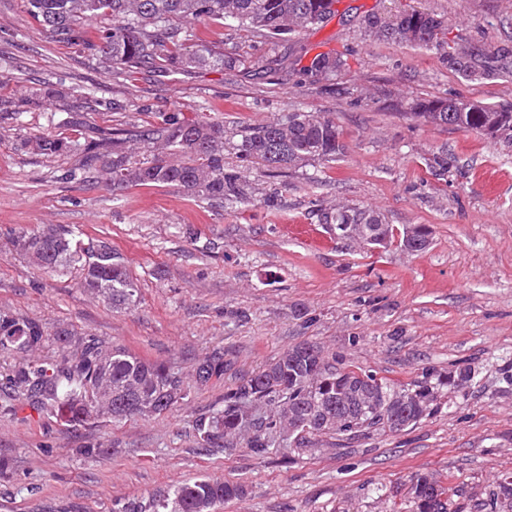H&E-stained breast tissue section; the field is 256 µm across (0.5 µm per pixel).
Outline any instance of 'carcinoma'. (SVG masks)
Masks as SVG:
<instances>
[{
  "instance_id": "obj_1",
  "label": "carcinoma",
  "mask_w": 512,
  "mask_h": 512,
  "mask_svg": "<svg viewBox=\"0 0 512 512\" xmlns=\"http://www.w3.org/2000/svg\"><path fill=\"white\" fill-rule=\"evenodd\" d=\"M336 0H25L28 12L51 38L100 55L109 69L134 73L186 72L206 66L232 67L238 59L220 45L186 47L188 17L219 24L231 20L240 28L277 39L297 27L318 24L335 12ZM98 17L110 21L99 41L85 37L84 23ZM365 29L382 40L427 46L444 34L441 18L417 10L363 19ZM448 65L467 79L512 73L506 55L491 56L479 49L448 57ZM339 59L318 54L303 67L318 80L340 69ZM411 116L428 124L473 130L512 143V102L485 104L463 99H424L411 106ZM151 149L137 158V145ZM43 156L81 154L80 164L64 180L105 183L114 190L130 186H172L211 204L233 206L249 200L246 181L237 168L224 166V152L232 150L240 162L270 172L296 168L316 160H333L344 151L336 123L312 112H287L267 122L226 126L224 122L187 121L164 115L142 130L99 131L82 143L50 133L23 143ZM336 231L352 238L349 224H365L383 241L392 229L378 213L347 208L336 211ZM403 236V247L421 252L428 244L422 225ZM19 250L43 269L81 270V286L114 307L130 306L138 288L124 258L106 239L89 244L61 226L37 232L21 231ZM54 341L64 354L44 362L25 354ZM0 352L20 355L6 368V380L16 399L39 413L67 418L82 426L102 417L122 421L160 415L189 395L182 377L167 364L145 359L122 345L80 337L66 327L51 329L37 319L0 313ZM224 351L214 350L194 369L195 383L205 387L224 379L231 370ZM428 385L397 388L366 371L338 368L324 350L304 341L261 370L240 377L224 391L223 408L199 421V445L224 442L265 459L284 448H304L318 437L335 446L371 431L398 432L420 424L432 411ZM412 490L418 512H450L453 488L442 487L430 475L417 474ZM243 485L214 478L179 484L154 497L150 512H215L221 505L243 498Z\"/></svg>"
}]
</instances>
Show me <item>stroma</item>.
I'll list each match as a JSON object with an SVG mask.
<instances>
[{
  "label": "stroma",
  "instance_id": "35a3bbf8",
  "mask_svg": "<svg viewBox=\"0 0 512 512\" xmlns=\"http://www.w3.org/2000/svg\"><path fill=\"white\" fill-rule=\"evenodd\" d=\"M324 22L281 39L188 20L195 45L223 42L234 68L164 77L118 74L96 54L41 31L24 0H0V310L126 346L181 374L189 396L166 413L72 426L7 397L0 376V512H124L158 492L208 476L245 485L223 512H417L411 478L455 490V512H512V144L411 118L423 98L512 100V75L468 80L449 53L512 54V0H338ZM417 9L447 30L429 46L377 40L364 16ZM342 61L331 80L302 71L317 54ZM119 101L121 109H109ZM335 121L345 152L268 176L243 169L251 201L209 205L169 186L121 191L63 180L76 154L40 156L23 139L51 131L84 142L97 129L135 128L159 112L257 124L284 112ZM79 112L83 124H65ZM446 153V175L432 158ZM355 207L384 217L382 248L339 238L325 218ZM61 225L84 242L108 239L139 286L115 309L65 274L33 265L13 245L22 230ZM424 225L429 245L404 250ZM311 341L337 363L394 383L433 385V414L414 428L376 432L339 451L330 442L294 461L198 449L194 425L222 408L226 386ZM221 349L223 380L197 387L196 363ZM470 369L473 379L442 386ZM106 447L97 459L84 448Z\"/></svg>",
  "mask_w": 512,
  "mask_h": 512
}]
</instances>
